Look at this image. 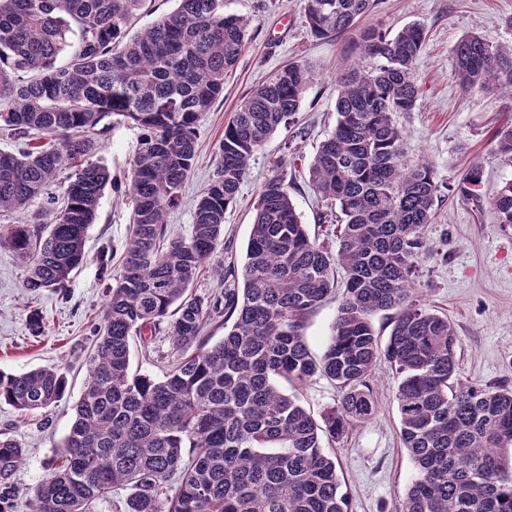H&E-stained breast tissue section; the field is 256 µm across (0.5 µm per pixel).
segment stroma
<instances>
[{
	"instance_id": "35a3bbf8",
	"label": "stroma",
	"mask_w": 512,
	"mask_h": 512,
	"mask_svg": "<svg viewBox=\"0 0 512 512\" xmlns=\"http://www.w3.org/2000/svg\"><path fill=\"white\" fill-rule=\"evenodd\" d=\"M225 11L250 20L251 38L224 80V95L201 118L196 159L182 188V205L170 212L171 236L188 237L191 204L212 178L224 126L250 91L291 61L307 63L314 80L306 90L297 123L279 129L257 152L235 202L224 215V244L217 258L225 268H242L259 192L280 160H289L288 190L310 234L333 241L334 229L324 218L330 209L317 199L307 181V168L319 143L333 130L336 82L344 61H356L360 28L339 38L318 40L305 26L301 0H226ZM424 25L427 39L416 65L422 88L417 108L396 115L410 156L432 163L440 185L431 224L425 228L426 251L418 262L414 287L433 312L447 316L459 339L457 376L461 382L512 388V225L496 223L489 204L498 189L512 180V162L500 152L493 132L512 122V99L495 92H464L455 73L453 52L458 40L476 33L496 46H512V0H380L364 25L397 33L410 23ZM139 131L120 125L102 142L97 157L113 175L129 176ZM299 154L291 158L288 147ZM483 168L477 199L455 192L472 163ZM132 203L105 191L95 224L86 240L87 260L72 276L67 295L45 291L28 296L27 270L9 249L0 247V369L23 373L55 366L69 380V394L57 407L26 416L0 406V431L27 448V461L16 481L21 495L50 472V463L74 418L87 372L93 330L106 303L99 255L113 247V264L131 233ZM39 309L44 335H31L30 309ZM166 336L150 344L131 342V367L163 378L173 359ZM370 386L376 412L353 425L332 445L342 490L350 512H401L404 491L415 466L400 438L395 393L396 375L386 363L373 371ZM314 416L336 405L333 381L314 376L288 386Z\"/></svg>"
}]
</instances>
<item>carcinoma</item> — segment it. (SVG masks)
<instances>
[{
    "instance_id": "1",
    "label": "carcinoma",
    "mask_w": 512,
    "mask_h": 512,
    "mask_svg": "<svg viewBox=\"0 0 512 512\" xmlns=\"http://www.w3.org/2000/svg\"><path fill=\"white\" fill-rule=\"evenodd\" d=\"M143 2L0 0V133L22 144L0 150V212L24 215L0 246L27 266L25 288L67 295L104 190L133 203L120 271L100 258L112 284L86 386L26 512H95L119 489L128 491L123 512H349L325 441L373 417L368 380L382 360L398 378L400 435L416 467L402 512H512V459L503 456L512 447V389L455 381V328L413 288L439 185L432 164L406 159L394 117L421 97L424 26L392 36L366 29L358 60L339 79L335 127L308 165L311 189L340 211L336 248L310 236L282 162L259 193L242 287L209 299L193 288L223 243L224 214L255 151L297 123L314 72L290 62L244 98L193 201L189 236L172 238L167 217L182 204L198 123L224 95L249 20L224 12V0H177L132 36ZM378 3L303 0V9L311 34L331 38ZM454 61L463 89L512 97L511 49L470 33ZM125 123L140 135L124 189L95 155ZM481 183L474 164L456 190L473 198ZM490 209L496 223L512 225V181ZM44 214L52 216L45 225ZM340 287L332 334L315 357L304 323ZM382 311L394 312L384 346L371 322ZM218 319L230 327L210 346L204 328ZM161 332L177 355L172 368L160 380L132 371L131 338ZM317 374L341 392L321 424L278 387ZM67 388L59 368L0 370V404L24 414L56 406ZM26 457L0 433V512H18L15 476Z\"/></svg>"
}]
</instances>
